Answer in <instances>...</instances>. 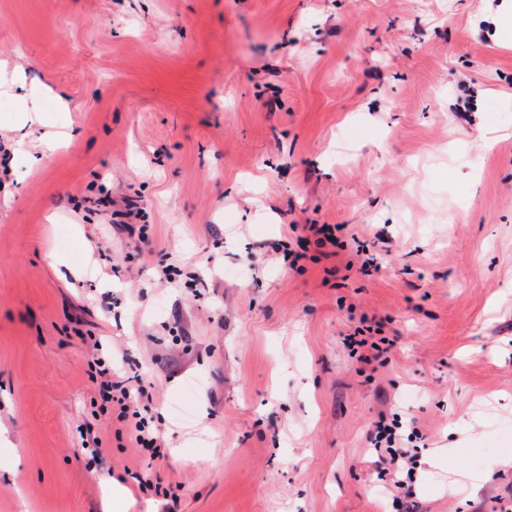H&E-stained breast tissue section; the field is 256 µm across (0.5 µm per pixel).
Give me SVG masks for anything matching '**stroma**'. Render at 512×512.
<instances>
[{
  "instance_id": "1",
  "label": "stroma",
  "mask_w": 512,
  "mask_h": 512,
  "mask_svg": "<svg viewBox=\"0 0 512 512\" xmlns=\"http://www.w3.org/2000/svg\"><path fill=\"white\" fill-rule=\"evenodd\" d=\"M0 63L44 93L34 138L0 94V512H164L100 355L153 397L174 512L512 506L502 0H0ZM131 203L150 242L109 220ZM310 222L378 271L315 245L290 267ZM364 316L371 362L344 343ZM396 415L424 436L408 490L367 451ZM304 229L308 232H311L313 235L321 236L319 238V242L324 244V242L330 243L332 246H340L345 247L347 244H344V241L341 239H345L350 236V240L354 244H356L357 249L356 252L361 254L366 253L367 250L363 244L360 243L357 237L354 234L349 233L347 230V225L344 224H304ZM345 231V233H344ZM337 233H341L337 235ZM330 237H333V240H330Z\"/></svg>"
}]
</instances>
